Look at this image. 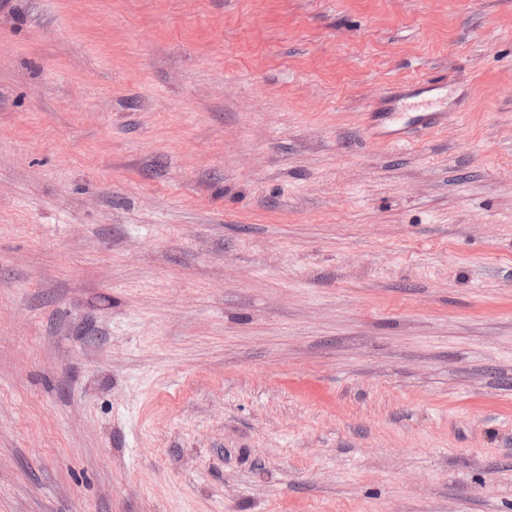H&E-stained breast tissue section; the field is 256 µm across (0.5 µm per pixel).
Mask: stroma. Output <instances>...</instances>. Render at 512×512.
I'll return each mask as SVG.
<instances>
[{
    "mask_svg": "<svg viewBox=\"0 0 512 512\" xmlns=\"http://www.w3.org/2000/svg\"><path fill=\"white\" fill-rule=\"evenodd\" d=\"M0 512H512V0H0ZM433 104L430 98L421 97L414 104L412 112L400 110L391 102L387 106L381 105L371 112L368 126L370 137L398 148L409 146L413 129L439 123L446 117L445 112L433 111Z\"/></svg>",
    "mask_w": 512,
    "mask_h": 512,
    "instance_id": "35a3bbf8",
    "label": "stroma"
}]
</instances>
